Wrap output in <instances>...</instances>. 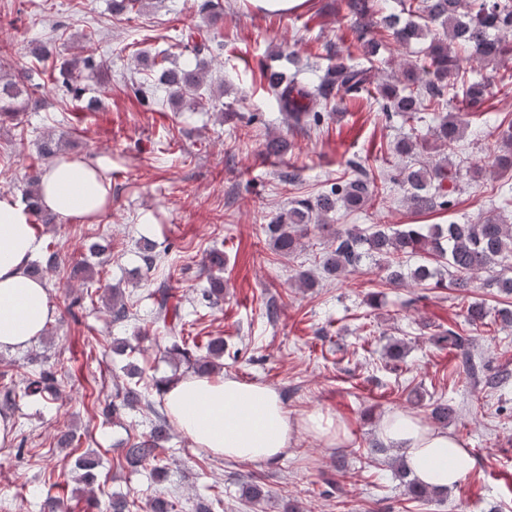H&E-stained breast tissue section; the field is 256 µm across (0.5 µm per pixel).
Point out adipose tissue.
Wrapping results in <instances>:
<instances>
[{
    "instance_id": "obj_1",
    "label": "adipose tissue",
    "mask_w": 512,
    "mask_h": 512,
    "mask_svg": "<svg viewBox=\"0 0 512 512\" xmlns=\"http://www.w3.org/2000/svg\"><path fill=\"white\" fill-rule=\"evenodd\" d=\"M111 167V160L100 156L55 157L40 178L37 207L62 218L97 221L112 204L106 179ZM33 210L13 195L0 194L1 352L36 342L54 317L46 282L33 280L27 272L42 247ZM164 405L194 447L241 463L278 459L299 431L320 436L332 446L345 431L343 424L319 412L289 420L276 391L242 382L230 372L185 377L168 387ZM376 435L404 456L420 481L435 488L458 484L473 465L455 435L411 412L382 416Z\"/></svg>"
}]
</instances>
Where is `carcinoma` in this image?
Listing matches in <instances>:
<instances>
[{"label": "carcinoma", "instance_id": "1", "mask_svg": "<svg viewBox=\"0 0 512 512\" xmlns=\"http://www.w3.org/2000/svg\"><path fill=\"white\" fill-rule=\"evenodd\" d=\"M401 13L382 14L377 0H346V8L355 17L353 39L366 56L377 55L378 41L371 29L380 24L397 43L408 46L430 38L424 49V64L408 63L403 68V88L381 84L377 90L388 101L383 116L391 121L400 117L405 122L418 118L422 111L434 110L443 104L461 99V104L471 114H479L485 103L486 85L480 81L469 82L461 73L458 58L452 47L460 48L482 60L512 59V0H400ZM380 20H375V17ZM89 72L99 64L92 55L73 62H64L57 69L53 85L61 99L80 100L85 94L77 68ZM161 85L169 91L171 103L181 102L185 96L199 92L203 83V69L174 67L162 69ZM262 79L270 89L278 110L294 128L317 130L323 119L322 113L312 109L315 100L324 107L335 108L347 97H356L374 83L373 67L349 65L341 54H336V64L318 81H307L296 74L264 70ZM30 83L24 107H38L40 84L31 81L29 71H20V82L0 85V113L14 115L13 104L23 94L21 83ZM465 127L458 114L448 113L430 129L429 135L412 133L396 141L393 151L409 156L418 148H427L428 138L439 146L449 147L464 134ZM498 138L490 149L492 167L506 172L512 170V119L500 122L496 127ZM459 172L444 157L423 165H404L396 169L390 181L402 187L406 201L417 213L447 211L456 192ZM385 192V186L360 172L348 180H338L329 189L313 199H302L267 225L272 250L281 257H292L301 247L307 235L308 225L315 224L327 232L330 248L322 253L317 264L329 277L359 268L363 260L374 259L385 273L389 284L403 285L409 281L421 286L456 288L475 287V277L482 272L492 273L487 286L495 287L505 296L512 295V223L500 212L492 211L470 224H406L391 228L384 224H372L362 228L357 224L331 223L337 207L347 212L361 211L375 204ZM46 259L33 261L28 267L29 276L42 280L58 264V254L52 245L45 246ZM169 248L155 250L149 240H143L142 261L150 272L164 262ZM209 270L208 287L203 298L216 304L224 298V252L213 249L207 255ZM108 308L114 321H128L134 317L124 302L122 294L114 288H106ZM154 307L151 323L163 328L173 340L170 355L185 362L188 368L200 376L213 373L221 367L224 357V339L214 337L206 344L204 355H195L190 348V337L184 335L186 320L177 304H171L172 293L166 283L152 292ZM492 312L481 301H473L466 309V323L470 326L485 325ZM434 343L455 349L461 354V367L468 377L483 374L481 366L468 354L469 339L448 329L433 337ZM59 369L55 364H39L21 381L10 382L0 388V413L15 411L27 398L39 397L44 401L59 398ZM156 392L163 391L165 383L155 381L150 385ZM149 385L136 380L117 392L103 414L118 418L126 409L144 405L153 411L155 421L149 433L129 447L122 449L125 465L131 469L148 467L153 476L161 479L167 474L166 442L170 425L165 414L153 409L148 399ZM456 415L454 405L439 398L430 404L433 421L444 427ZM99 467L97 457L85 454L74 462L78 473L76 481L91 486ZM401 477L405 478V495L414 501H430L442 494L416 478L410 477L405 465H400ZM135 500L112 495L108 498L106 512H132Z\"/></svg>", "mask_w": 512, "mask_h": 512}]
</instances>
